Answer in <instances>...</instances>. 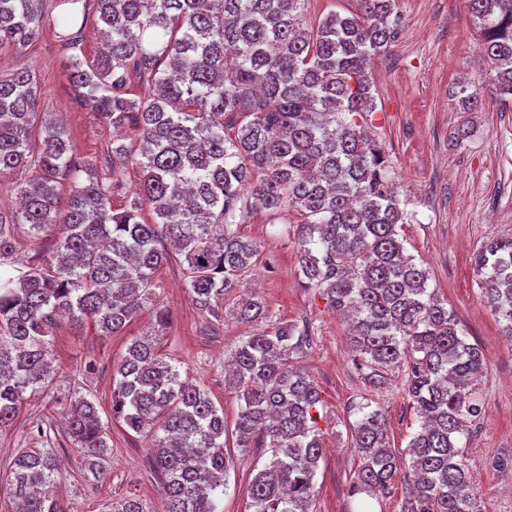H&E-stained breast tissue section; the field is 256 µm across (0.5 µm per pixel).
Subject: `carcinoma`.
Masks as SVG:
<instances>
[{
	"label": "carcinoma",
	"mask_w": 512,
	"mask_h": 512,
	"mask_svg": "<svg viewBox=\"0 0 512 512\" xmlns=\"http://www.w3.org/2000/svg\"><path fill=\"white\" fill-rule=\"evenodd\" d=\"M42 0H0V49L22 52L41 31ZM307 0H96L104 45L70 59L79 99L114 127L135 125L140 148L112 147V174L131 162L139 192L112 208L116 180L84 177L57 121L29 140L42 109L31 68L0 77V173L24 169L21 207L0 216V260L14 254L15 227L54 233L52 259L0 273V428L26 394L55 373V315L121 331L153 300L155 276L173 249L197 309L219 315L224 297L255 269L257 244L231 229L253 210L298 213L297 275L350 318L355 364L373 384L407 369L403 390L421 419L409 459L391 448L385 415L365 403L353 425L360 466L355 493L408 489L404 512H481L457 437L480 419L484 371L429 271L406 253L405 211L375 138L369 61L395 40V0H358L347 16L307 24ZM491 63L489 81L512 101V0H469ZM243 114L248 121L232 122ZM69 190L66 209L59 188ZM480 289L512 336V236L492 238L474 257ZM242 323L269 318L261 298H241ZM309 331L271 325L243 338L224 382L237 393L235 446L266 448L268 464L249 481L253 512H311L323 457L320 391L293 356ZM112 416L152 437L166 512H223L232 459L224 411L181 377L150 336L126 348L112 381ZM69 441L85 470L109 475L106 427L94 401H69ZM55 449L27 448L10 470L17 512H56Z\"/></svg>",
	"instance_id": "obj_1"
}]
</instances>
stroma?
<instances>
[{
	"label": "stroma",
	"instance_id": "1",
	"mask_svg": "<svg viewBox=\"0 0 512 512\" xmlns=\"http://www.w3.org/2000/svg\"><path fill=\"white\" fill-rule=\"evenodd\" d=\"M43 31L22 54L0 52V70L22 62L40 81L47 112L63 117L78 162L94 178L112 174L113 143L138 148L133 125L113 130L101 113L82 106L68 79L71 56L93 57L102 48L93 15L84 0L74 6L85 17L82 27L61 29L66 10L61 0H43ZM400 32L389 53L375 57L372 93L377 104L375 131L394 171L395 187L409 218L400 236L409 254L428 269L430 287L447 300L469 342L479 346L485 364L480 398V427L460 436L458 445L470 469L483 512H512V493L494 457L512 453V337L492 313L474 272L472 256L488 238L512 236V103L503 105L485 86L487 63L478 50L479 31L468 0H397ZM482 90L479 111L461 108L462 85ZM471 132L463 142L454 134L461 125ZM294 212L248 215L239 230L259 252L252 275L240 294L259 293L272 320L306 325L310 336L297 357L314 378L323 400L319 426L326 448L314 477L313 512H401L404 484L384 498L351 492L359 465L352 443L358 419L352 407L364 402L382 410L389 422L392 448L407 445L420 421L398 378L369 383L347 344L348 325L297 276ZM163 315L159 349L182 375L199 385L224 408V423L234 426L239 412L236 393L224 383V361L242 336L266 330L267 324H241L233 316L199 313L185 290L178 260H170L156 277L154 304L119 333L105 335L67 318L53 329L57 371L48 389L32 395L19 417L0 430V512H14L7 490L8 465L25 448L42 445L36 427L49 426L62 441L57 453L63 469L51 491L57 512H107L108 504L131 496L147 512H165L162 484L149 464L147 438L126 430L112 417V375L127 345L156 330ZM93 399L109 425L111 445L107 482L89 481L76 448L66 443L64 405L75 396ZM224 512H252L248 481L268 462L261 448L231 449Z\"/></svg>",
	"mask_w": 512,
	"mask_h": 512
}]
</instances>
